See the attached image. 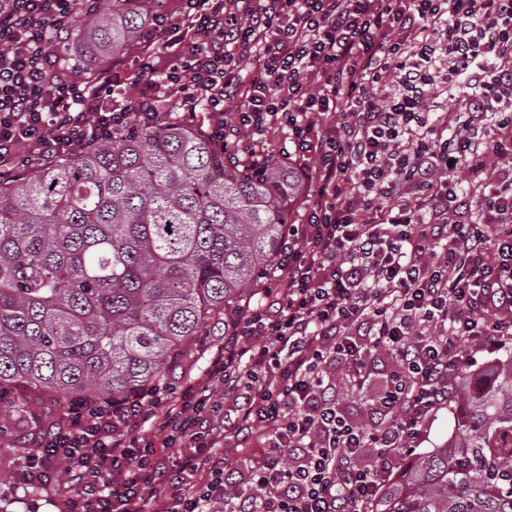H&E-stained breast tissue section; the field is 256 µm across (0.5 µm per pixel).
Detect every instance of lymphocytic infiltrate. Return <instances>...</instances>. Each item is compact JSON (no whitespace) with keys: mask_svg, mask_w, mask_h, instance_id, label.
<instances>
[{"mask_svg":"<svg viewBox=\"0 0 512 512\" xmlns=\"http://www.w3.org/2000/svg\"><path fill=\"white\" fill-rule=\"evenodd\" d=\"M98 6L0 0L1 170L205 111L232 162L296 172L306 207L205 376L40 420L11 489L68 482L63 512H371L471 346L512 340V0H169L134 73L63 77ZM274 127L288 151L239 149ZM383 356L367 422L345 416L336 371L362 389ZM230 434L265 444L235 474Z\"/></svg>","mask_w":512,"mask_h":512,"instance_id":"1","label":"lymphocytic infiltrate"}]
</instances>
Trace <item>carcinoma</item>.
Returning a JSON list of instances; mask_svg holds the SVG:
<instances>
[{"instance_id":"1","label":"carcinoma","mask_w":512,"mask_h":512,"mask_svg":"<svg viewBox=\"0 0 512 512\" xmlns=\"http://www.w3.org/2000/svg\"><path fill=\"white\" fill-rule=\"evenodd\" d=\"M161 0L91 16L95 67L134 44ZM300 186L230 167L208 133L137 124L30 175L0 176V396L5 429L166 375L238 307L280 252ZM464 392L455 441L418 457L373 512H512V355Z\"/></svg>"}]
</instances>
